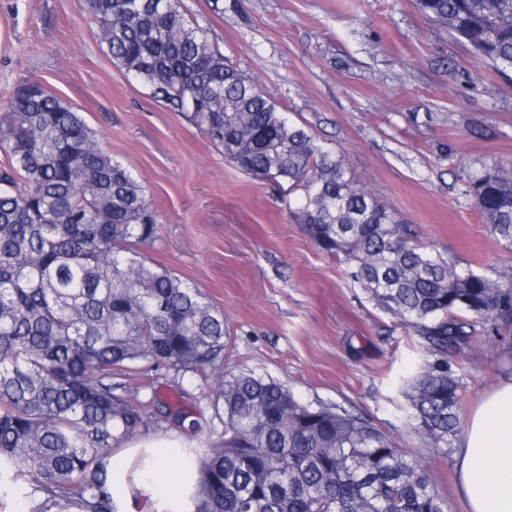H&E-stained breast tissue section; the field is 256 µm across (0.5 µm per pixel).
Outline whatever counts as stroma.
Segmentation results:
<instances>
[{
	"instance_id": "1",
	"label": "stroma",
	"mask_w": 512,
	"mask_h": 512,
	"mask_svg": "<svg viewBox=\"0 0 512 512\" xmlns=\"http://www.w3.org/2000/svg\"><path fill=\"white\" fill-rule=\"evenodd\" d=\"M182 4L428 251L494 282L512 276V249L490 236L467 193L470 175L512 166V70H494L416 0ZM26 80L80 112L143 186L160 224L148 261L223 309L227 369H252L303 401L363 413L427 469L446 512H464L454 455L425 447L407 420L404 380L426 350L348 263L316 247L289 213L287 186L227 162L182 114L128 78L81 0H0V106ZM449 362L465 383L466 415L512 369V348L481 328ZM215 387L211 376L180 381L163 370L141 396L184 419L162 421L159 433L197 448L212 434Z\"/></svg>"
}]
</instances>
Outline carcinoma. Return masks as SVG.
<instances>
[{
	"label": "carcinoma",
	"instance_id": "carcinoma-1",
	"mask_svg": "<svg viewBox=\"0 0 512 512\" xmlns=\"http://www.w3.org/2000/svg\"><path fill=\"white\" fill-rule=\"evenodd\" d=\"M112 62L181 112L243 171L302 195L292 214L323 252L354 266L382 309L429 354L408 381L409 419L448 454L462 378L448 356L480 324L512 325V277L492 281L433 255L355 184L341 161L224 56L182 0H82ZM422 13L502 72L512 0H417ZM0 499L29 512H116L106 460L159 425L140 398L153 374L220 378L221 430L195 458V512H444L424 466L372 420L304 402L254 370L224 372V311L147 263L155 211L80 113L20 85L0 115ZM490 234L512 248V173L468 180Z\"/></svg>",
	"mask_w": 512,
	"mask_h": 512
}]
</instances>
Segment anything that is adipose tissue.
I'll return each mask as SVG.
<instances>
[{"mask_svg": "<svg viewBox=\"0 0 512 512\" xmlns=\"http://www.w3.org/2000/svg\"><path fill=\"white\" fill-rule=\"evenodd\" d=\"M183 440L160 435L107 461L117 512H195V468ZM455 488L467 512H512V373L469 413L456 447Z\"/></svg>", "mask_w": 512, "mask_h": 512, "instance_id": "1", "label": "adipose tissue"}]
</instances>
